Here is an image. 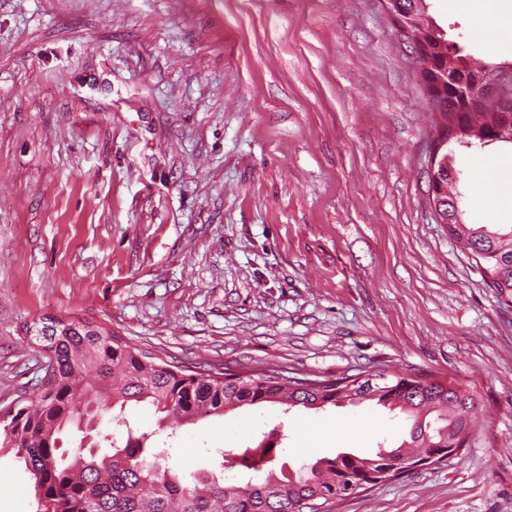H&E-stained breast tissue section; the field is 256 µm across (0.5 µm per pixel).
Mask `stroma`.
<instances>
[{"label":"stroma","mask_w":512,"mask_h":512,"mask_svg":"<svg viewBox=\"0 0 512 512\" xmlns=\"http://www.w3.org/2000/svg\"><path fill=\"white\" fill-rule=\"evenodd\" d=\"M469 62L512 0H429ZM383 0H0V418L34 398L29 326L90 321L170 364L388 371L478 397L463 450L330 512H512V306L435 221L437 119ZM470 224H512V143L455 150ZM369 403L243 407L181 427L172 463L282 431L295 469L406 438ZM0 454V512H37Z\"/></svg>","instance_id":"35a3bbf8"}]
</instances>
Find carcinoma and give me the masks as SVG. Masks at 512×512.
Here are the masks:
<instances>
[{"instance_id":"obj_1","label":"carcinoma","mask_w":512,"mask_h":512,"mask_svg":"<svg viewBox=\"0 0 512 512\" xmlns=\"http://www.w3.org/2000/svg\"><path fill=\"white\" fill-rule=\"evenodd\" d=\"M394 7L425 53L422 76L472 70L463 49L434 33L427 0H395ZM439 114L438 139L445 143L466 148L512 143V112L501 103ZM451 155L444 151L436 165L441 219L448 236L474 256L485 285L500 303L512 305V224L464 222L460 172ZM57 324L58 332L41 337L42 349L54 361L52 374L34 399L0 419V451H12L29 472L37 512H329L333 501L398 477L407 461L451 456L448 449L464 447L474 426L476 395L436 378L378 372L359 383L348 377L288 376L277 368L246 377L195 371L169 364L89 321ZM367 401L404 413L411 421L408 437L369 456L339 452L318 458L292 474L270 467L273 459L253 448L225 451L234 477L206 469L184 474L170 464L165 449L148 444L151 434L136 432L125 418L133 403L152 405L158 427L175 428L243 405L323 410ZM106 413L120 432L103 436L108 450L61 451L68 427L82 426L88 436Z\"/></svg>"}]
</instances>
